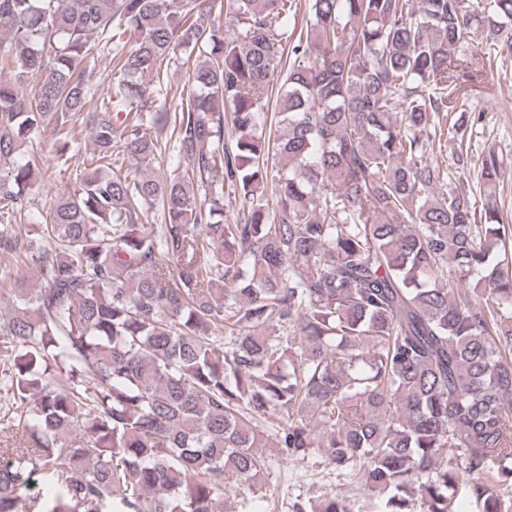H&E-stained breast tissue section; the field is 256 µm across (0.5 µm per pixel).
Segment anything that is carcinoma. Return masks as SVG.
<instances>
[{
    "label": "carcinoma",
    "instance_id": "obj_1",
    "mask_svg": "<svg viewBox=\"0 0 512 512\" xmlns=\"http://www.w3.org/2000/svg\"><path fill=\"white\" fill-rule=\"evenodd\" d=\"M478 19L512 55V0H0V251L36 270L0 312V512L37 475L25 512H223L315 450L383 512H512V225L430 153L471 166ZM43 136L93 150L23 236ZM484 38L485 30L481 23H474L470 33L466 37V42L459 48L455 49V52L452 54L453 57L456 58L462 54H465L469 58H480V55L483 53L485 47ZM111 55L99 57L95 66L94 86L92 96L89 100V107H99L103 101L108 99V85L112 80V62ZM182 62H179V64L171 65L168 69V76H167V85L169 88L168 93V99H167V107L168 106H175L177 103V100L181 93H183V90L187 89L186 84V64L184 66H181Z\"/></svg>",
    "mask_w": 512,
    "mask_h": 512
}]
</instances>
